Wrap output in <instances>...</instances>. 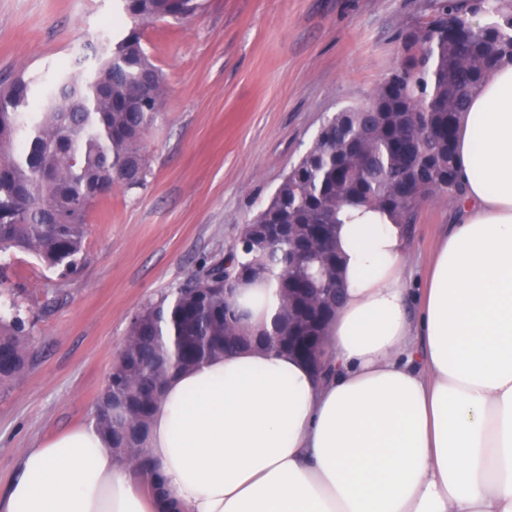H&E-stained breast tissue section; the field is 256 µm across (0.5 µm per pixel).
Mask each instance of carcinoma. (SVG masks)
<instances>
[{
	"label": "carcinoma",
	"instance_id": "cac0c4a2",
	"mask_svg": "<svg viewBox=\"0 0 512 512\" xmlns=\"http://www.w3.org/2000/svg\"><path fill=\"white\" fill-rule=\"evenodd\" d=\"M128 33L102 49L90 73L65 74L31 112L23 78L0 82V251L34 255L47 267L73 264L91 206L115 188L134 191L149 172L145 139L163 112L164 79L150 61L140 25L191 14L196 0H124ZM483 14L475 24L471 16ZM512 62V0H439L433 13L400 32V61L369 101L323 123L310 149L250 223L286 224L288 234L258 246L248 236L160 299L144 305L129 330V358L107 375L92 424L123 464L147 472L158 380L260 336H320L333 316L340 280L336 213L368 205L413 222L423 203L459 196L457 123L493 70ZM268 280L281 307L269 329L243 324L224 289ZM33 325L0 316V389L26 373ZM123 401L118 417L112 399Z\"/></svg>",
	"mask_w": 512,
	"mask_h": 512
}]
</instances>
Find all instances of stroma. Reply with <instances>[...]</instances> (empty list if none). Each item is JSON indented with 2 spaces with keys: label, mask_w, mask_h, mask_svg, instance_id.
I'll return each instance as SVG.
<instances>
[{
  "label": "stroma",
  "mask_w": 512,
  "mask_h": 512,
  "mask_svg": "<svg viewBox=\"0 0 512 512\" xmlns=\"http://www.w3.org/2000/svg\"><path fill=\"white\" fill-rule=\"evenodd\" d=\"M151 22L142 44L164 75L161 120L146 139L144 188L96 201L71 270L4 253L34 325L32 365L0 390V496L25 451L77 425L146 303L222 257L336 112L368 101L396 66L398 32L437 0H198ZM126 31L123 0H0V80L23 75L33 99L92 47ZM453 214L422 204L408 230L407 279L421 288Z\"/></svg>",
  "instance_id": "stroma-1"
}]
</instances>
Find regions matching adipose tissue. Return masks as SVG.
<instances>
[{
    "label": "adipose tissue",
    "mask_w": 512,
    "mask_h": 512,
    "mask_svg": "<svg viewBox=\"0 0 512 512\" xmlns=\"http://www.w3.org/2000/svg\"><path fill=\"white\" fill-rule=\"evenodd\" d=\"M465 190L410 310L404 225L342 209L332 371L250 347L172 374L148 464L179 512H512V65L457 126ZM253 326L273 284L242 285ZM0 512H165L95 428L28 450Z\"/></svg>",
    "instance_id": "adipose-tissue-1"
}]
</instances>
